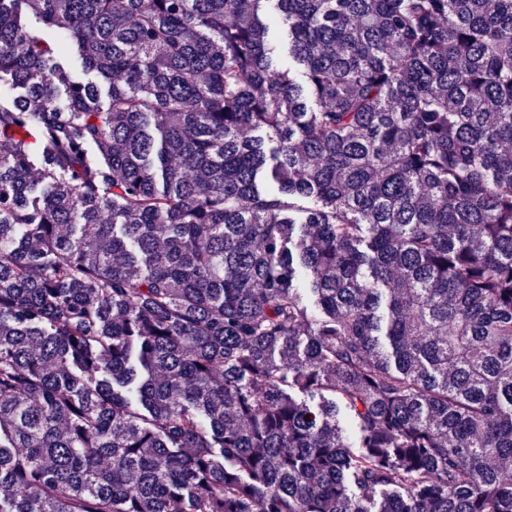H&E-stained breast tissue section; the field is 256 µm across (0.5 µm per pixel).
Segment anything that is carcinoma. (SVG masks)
Returning a JSON list of instances; mask_svg holds the SVG:
<instances>
[{"mask_svg": "<svg viewBox=\"0 0 512 512\" xmlns=\"http://www.w3.org/2000/svg\"><path fill=\"white\" fill-rule=\"evenodd\" d=\"M0 85V512H512V0H0Z\"/></svg>", "mask_w": 512, "mask_h": 512, "instance_id": "cac0c4a2", "label": "carcinoma"}]
</instances>
